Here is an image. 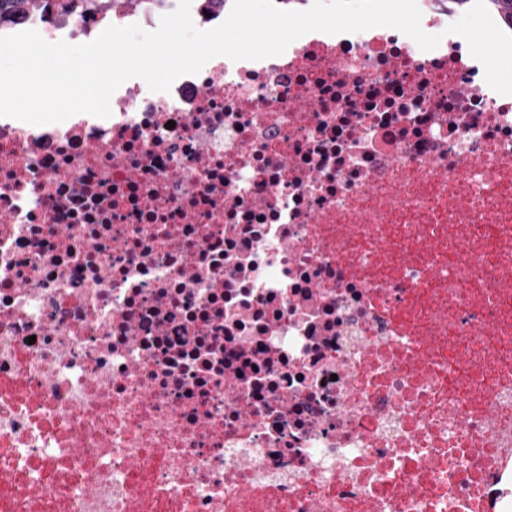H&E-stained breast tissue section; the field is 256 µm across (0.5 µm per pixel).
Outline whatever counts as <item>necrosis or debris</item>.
<instances>
[{"label": "necrosis or debris", "mask_w": 512, "mask_h": 512, "mask_svg": "<svg viewBox=\"0 0 512 512\" xmlns=\"http://www.w3.org/2000/svg\"><path fill=\"white\" fill-rule=\"evenodd\" d=\"M421 26L0 117V512H512V92Z\"/></svg>", "instance_id": "1"}]
</instances>
